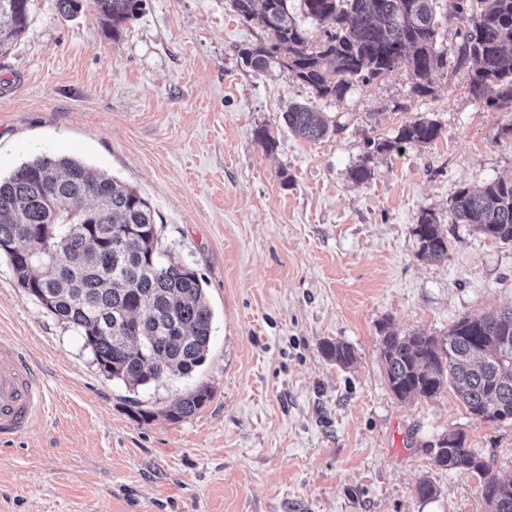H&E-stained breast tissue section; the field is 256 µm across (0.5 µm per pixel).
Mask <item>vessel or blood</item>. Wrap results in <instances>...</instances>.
<instances>
[{"mask_svg":"<svg viewBox=\"0 0 512 512\" xmlns=\"http://www.w3.org/2000/svg\"><path fill=\"white\" fill-rule=\"evenodd\" d=\"M49 414L37 376L14 339L0 336V445L25 436Z\"/></svg>","mask_w":512,"mask_h":512,"instance_id":"1","label":"vessel or blood"}]
</instances>
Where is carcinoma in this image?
I'll return each instance as SVG.
<instances>
[{
	"label": "carcinoma",
	"instance_id": "cac0c4a2",
	"mask_svg": "<svg viewBox=\"0 0 512 512\" xmlns=\"http://www.w3.org/2000/svg\"><path fill=\"white\" fill-rule=\"evenodd\" d=\"M89 2L106 33L117 37L138 16L143 0H57L74 19ZM436 0H300L304 16L332 22L315 35L292 16L289 0H230L237 15L256 20L266 39L242 52L264 69L281 65L316 96L343 97L352 82L368 83L404 68L412 90L432 92L433 74L448 65L436 47ZM31 0H0V57L10 54L30 25ZM449 13L467 23L454 60L472 72L469 93L489 106L512 105V0H448ZM288 128L307 140L330 132L309 105L284 113ZM430 118L414 120L395 137L371 140L375 153L424 145L439 136ZM450 222L470 224L483 237L512 242V178L464 187L449 206ZM418 257H448V235L432 210L413 228ZM19 287L74 328L107 377L133 386L192 375L206 360L213 313L196 271L161 249L154 211L136 190L69 157L41 156L0 178V256ZM380 357L399 399L432 400L444 385L456 388L466 410L488 422L512 417V308L492 316H464L439 340L424 333L381 330ZM324 355L352 363V348L326 342ZM209 399L198 389L168 417L181 421ZM437 466L483 478L489 512H512V479L492 473L488 461L454 431L435 444Z\"/></svg>",
	"mask_w": 512,
	"mask_h": 512
}]
</instances>
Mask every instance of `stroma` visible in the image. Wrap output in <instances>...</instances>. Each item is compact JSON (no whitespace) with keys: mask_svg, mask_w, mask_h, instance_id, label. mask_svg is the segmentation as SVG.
<instances>
[{"mask_svg":"<svg viewBox=\"0 0 512 512\" xmlns=\"http://www.w3.org/2000/svg\"><path fill=\"white\" fill-rule=\"evenodd\" d=\"M263 38L228 0H143L115 38L92 9L68 20L56 0H32L27 34L0 57V176L66 156L135 188L213 311L202 367L132 389L1 258L0 336L54 410L0 449V512H487L480 476L433 461L455 429L512 478V421L472 417L449 387L400 400L380 358L382 326L443 337L512 307V243L448 217L460 188L512 177V107L474 100L470 70L451 65L427 96L397 69L320 98L277 61L243 62ZM295 103L337 132L296 136L283 119ZM421 117L439 123L434 142L369 154ZM362 162L372 177L359 184ZM425 209L448 234L444 261L417 256ZM326 341L355 362L329 361ZM199 387L205 406L169 420ZM424 479L436 493L423 500Z\"/></svg>","mask_w":512,"mask_h":512,"instance_id":"stroma-1","label":"stroma"}]
</instances>
